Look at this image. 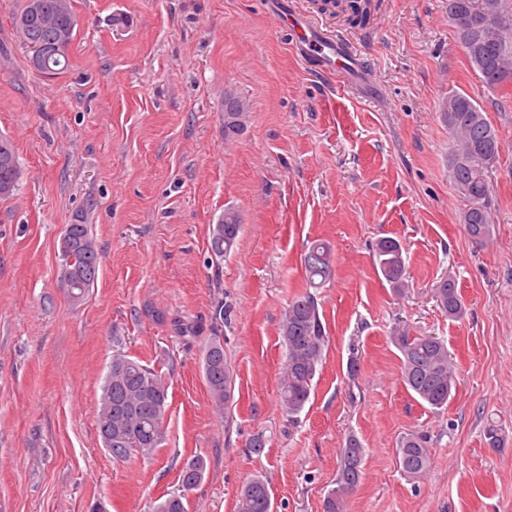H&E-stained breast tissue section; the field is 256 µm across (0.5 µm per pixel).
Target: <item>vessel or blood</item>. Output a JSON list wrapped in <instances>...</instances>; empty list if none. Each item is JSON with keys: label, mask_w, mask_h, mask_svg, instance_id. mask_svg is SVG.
<instances>
[{"label": "vessel or blood", "mask_w": 512, "mask_h": 512, "mask_svg": "<svg viewBox=\"0 0 512 512\" xmlns=\"http://www.w3.org/2000/svg\"><path fill=\"white\" fill-rule=\"evenodd\" d=\"M265 7L282 21L289 46L306 69L318 74L335 72L349 81L367 76V64L357 48L314 15L298 11L292 0H265Z\"/></svg>", "instance_id": "1"}]
</instances>
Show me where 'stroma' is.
Wrapping results in <instances>:
<instances>
[{
  "label": "stroma",
  "instance_id": "obj_1",
  "mask_svg": "<svg viewBox=\"0 0 512 512\" xmlns=\"http://www.w3.org/2000/svg\"><path fill=\"white\" fill-rule=\"evenodd\" d=\"M370 2L369 77L343 87L308 73L262 0H71L69 66L51 78L14 35L20 0H0V135L19 160L17 189L0 198V512H153L180 491L187 512H235L256 475L274 512H323L351 434L366 454L347 512H512V91L488 90L471 71L447 0ZM455 90L483 106L500 141L494 231L480 245L448 177L438 104ZM228 96L250 109L230 140ZM228 208L243 231L217 270L209 227ZM79 216L100 264L75 304L59 255ZM383 237L407 253L400 294L374 265ZM318 239L335 256L316 291L330 343L291 422L277 401L279 324ZM449 276L468 304L457 321L434 297ZM220 298L235 306L225 416L199 343L169 324L209 317ZM399 323L447 341L458 382L446 409L405 388L389 341ZM117 347L168 382L164 444L123 461L96 424ZM492 423L503 447L487 444ZM412 431L430 438L417 480L396 456ZM258 433L266 445L255 454ZM195 456L207 472L185 492L180 470Z\"/></svg>",
  "mask_w": 512,
  "mask_h": 512
}]
</instances>
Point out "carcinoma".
Masks as SVG:
<instances>
[{"label":"carcinoma","mask_w":512,"mask_h":512,"mask_svg":"<svg viewBox=\"0 0 512 512\" xmlns=\"http://www.w3.org/2000/svg\"><path fill=\"white\" fill-rule=\"evenodd\" d=\"M492 6L493 16L504 21L499 38L485 35L486 18L480 3ZM324 4L345 14L350 23L366 25L371 16L370 0H324ZM448 20L456 41L482 84L491 90L512 82V0H448ZM16 37L31 57L42 58L41 73L61 74L69 63L75 37L76 18L70 0H21L13 17ZM247 104L229 100L224 104V135L233 137L245 128ZM439 115L448 127V175L459 195L467 202L462 224L477 244L490 238L494 205L489 194V174L499 157L500 142L479 103L468 93L454 91L439 103ZM19 161L10 139L0 136V197L15 190ZM243 224L233 209L210 227V252L215 270L237 244ZM61 281L74 302L83 299L97 280L99 248L89 224H68L60 239ZM375 265L397 293L409 287L405 255L392 238L375 243ZM307 291L295 295L283 314L279 331L285 360L278 387V405L283 415L294 420L310 401L313 383L323 364L329 336L322 322L313 288L323 287L333 276L334 253L323 241L312 243L302 258ZM436 300L450 319H460L465 301L455 280L448 277L435 289ZM233 316L231 305L219 301L210 323L171 321L181 337L202 338L203 372L215 408L232 406L234 371L224 353V327ZM390 341L399 352L402 380L422 405L437 411L448 406L456 390V372L446 341L396 326ZM168 384L162 373L136 361L117 349L101 387L97 429L104 447L116 459L134 453L150 455L164 441L163 421L167 411ZM400 468L408 476H423L430 465L427 437L411 432L402 437L396 450ZM365 450L355 436L340 448L336 487L328 493L324 512H346L347 499L362 479ZM206 472V462L194 457L184 462L181 486L190 490ZM184 496L173 494L158 504L155 512H186ZM237 512H274L269 482L261 476L250 479L237 493Z\"/></svg>","instance_id":"1"}]
</instances>
